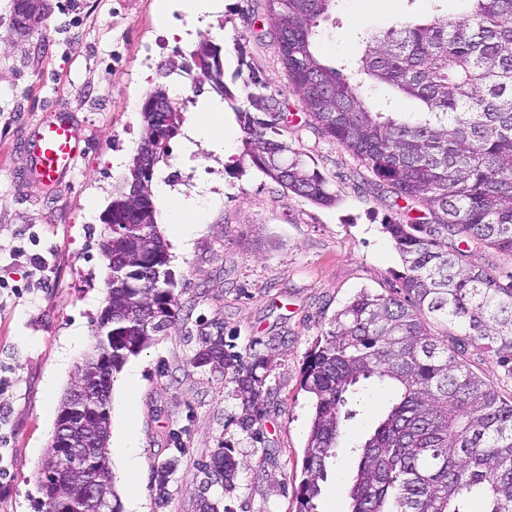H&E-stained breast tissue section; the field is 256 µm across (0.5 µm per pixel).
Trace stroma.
Instances as JSON below:
<instances>
[{
    "label": "stroma",
    "instance_id": "obj_1",
    "mask_svg": "<svg viewBox=\"0 0 512 512\" xmlns=\"http://www.w3.org/2000/svg\"><path fill=\"white\" fill-rule=\"evenodd\" d=\"M0 0V467L8 488L0 512H43L37 480L64 392L94 343L106 296V261L98 248L102 215L112 189L127 175L141 139L140 105L160 81L159 64L190 53L205 36L231 43L248 33L247 0H220L205 30L189 31L184 13L161 18L156 0H48L39 30L16 40L7 4ZM433 0H337L321 22L320 55L327 63L358 57L357 35L424 16ZM248 60L295 117L304 107L277 61L272 37L249 41ZM53 110L80 124L86 148L74 173L57 189L34 196L24 175L22 148L29 129ZM295 149L310 157L335 191L325 207L283 190L249 162L241 146L223 156L211 146L186 150L182 136L154 179L170 194L203 185L218 198L204 226L182 248L168 225L179 321L138 355L112 382L109 446L115 489L125 494L120 400L129 368H137L135 419L145 512H196L199 495L221 512H295L312 399L301 388L307 355L329 330L337 310L361 290L399 291L401 257L381 226L402 218L391 193L349 152L306 128ZM122 157L123 167L113 158ZM222 327L243 361L273 354L265 383L259 439L237 423L239 404L230 376L194 367L197 334ZM81 328L67 365L59 354ZM55 392L46 396L45 381ZM386 409L377 393L358 405L342 449L321 485L318 512H349L348 488L357 456L351 445L368 434ZM231 447L238 461L233 490L210 482L202 464ZM176 458L171 496L160 502L154 471Z\"/></svg>",
    "mask_w": 512,
    "mask_h": 512
}]
</instances>
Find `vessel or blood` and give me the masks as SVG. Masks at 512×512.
Instances as JSON below:
<instances>
[{
    "mask_svg": "<svg viewBox=\"0 0 512 512\" xmlns=\"http://www.w3.org/2000/svg\"><path fill=\"white\" fill-rule=\"evenodd\" d=\"M83 142L80 128L67 113H47L25 141L30 157L28 183L51 188L63 182L81 156Z\"/></svg>",
    "mask_w": 512,
    "mask_h": 512,
    "instance_id": "1",
    "label": "vessel or blood"
}]
</instances>
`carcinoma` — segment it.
I'll return each mask as SVG.
<instances>
[{
	"mask_svg": "<svg viewBox=\"0 0 512 512\" xmlns=\"http://www.w3.org/2000/svg\"><path fill=\"white\" fill-rule=\"evenodd\" d=\"M336 0H255L248 15L278 32V61L306 107L305 115L330 141L351 153L396 198L424 213L382 229L403 258L401 296L361 291L336 313L314 344L302 389L314 399L295 494L296 512H317L329 460L342 447L346 423L356 416L349 399L372 385L391 384L395 396L374 430L354 446L358 455L349 489L350 512H512V397L505 398L464 358L468 341H482L497 366L512 375V281L504 284L468 261L473 244L512 254V0H466L459 17H409L366 33L355 62L324 63L316 52L320 23ZM46 0H10L11 25L41 26ZM240 34L232 39L237 68L249 67ZM191 61L168 59L162 77L196 72L234 112L243 132L242 157L282 189L332 206L336 194L318 168L293 148L301 126L277 113L269 84L251 71L239 101L225 82L224 48L200 40ZM391 87L411 104L404 111L372 107L365 90ZM170 94L161 83L140 106L143 136L129 173L112 195L104 223L112 244L106 307L112 314V349L100 344L79 369L73 448L105 477L112 512H122L110 467V389L113 374L178 320L169 248L160 232L151 184L157 165L183 122L179 107L161 115L154 103ZM451 324L460 335L436 336L427 322ZM191 363L232 375L240 401L238 424L247 434L262 416L269 355L249 364L224 336L201 332ZM53 452L41 463V489L59 474ZM171 461L155 471V490L169 495ZM208 473L232 487L238 462L229 447L211 455Z\"/></svg>",
	"mask_w": 512,
	"mask_h": 512,
	"instance_id": "cac0c4a2",
	"label": "carcinoma"
}]
</instances>
